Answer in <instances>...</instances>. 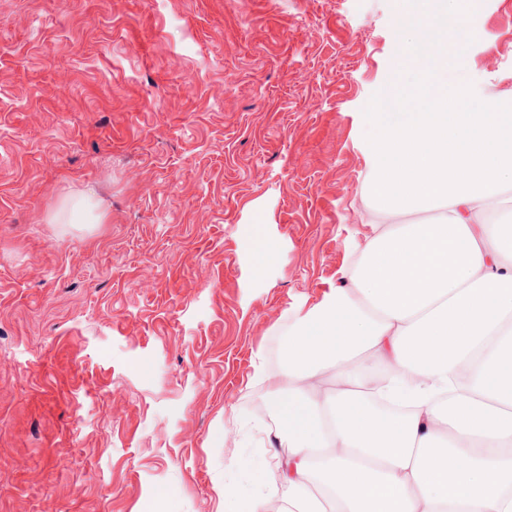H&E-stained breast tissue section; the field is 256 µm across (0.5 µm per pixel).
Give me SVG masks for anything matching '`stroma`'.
<instances>
[{"label": "stroma", "mask_w": 512, "mask_h": 512, "mask_svg": "<svg viewBox=\"0 0 512 512\" xmlns=\"http://www.w3.org/2000/svg\"><path fill=\"white\" fill-rule=\"evenodd\" d=\"M472 3L0 0V512H285L269 378L394 221L398 56L512 93V0ZM88 186L103 223H48Z\"/></svg>", "instance_id": "obj_1"}]
</instances>
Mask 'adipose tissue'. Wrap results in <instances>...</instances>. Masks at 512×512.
<instances>
[{
  "label": "adipose tissue",
  "instance_id": "ef3b65f1",
  "mask_svg": "<svg viewBox=\"0 0 512 512\" xmlns=\"http://www.w3.org/2000/svg\"><path fill=\"white\" fill-rule=\"evenodd\" d=\"M448 38L402 54L415 81L378 104L369 183L386 214L349 263L348 287L297 314L271 388L288 458V512H512V98L476 103L448 81ZM413 387L384 412L362 354Z\"/></svg>",
  "mask_w": 512,
  "mask_h": 512
}]
</instances>
